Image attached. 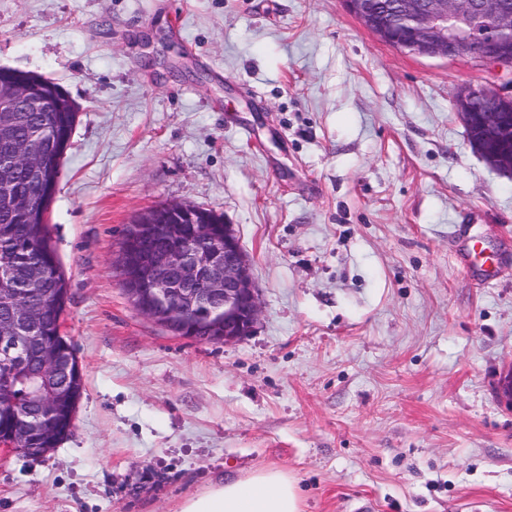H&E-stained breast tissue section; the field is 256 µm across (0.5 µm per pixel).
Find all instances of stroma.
<instances>
[{
    "mask_svg": "<svg viewBox=\"0 0 512 512\" xmlns=\"http://www.w3.org/2000/svg\"><path fill=\"white\" fill-rule=\"evenodd\" d=\"M1 66L79 108L47 225L83 389L56 448L0 459V512H177L265 467L302 512H512V175L452 103L511 74L397 50L342 0H0ZM163 203L233 225L250 336L130 302L122 235ZM464 261L471 274L484 284L491 282L495 277V256L487 251L481 241L475 240L469 245Z\"/></svg>",
    "mask_w": 512,
    "mask_h": 512,
    "instance_id": "1",
    "label": "stroma"
}]
</instances>
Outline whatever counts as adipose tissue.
<instances>
[{
    "instance_id": "obj_1",
    "label": "adipose tissue",
    "mask_w": 512,
    "mask_h": 512,
    "mask_svg": "<svg viewBox=\"0 0 512 512\" xmlns=\"http://www.w3.org/2000/svg\"><path fill=\"white\" fill-rule=\"evenodd\" d=\"M177 512H301V508L294 481L281 470L269 468L188 496Z\"/></svg>"
}]
</instances>
